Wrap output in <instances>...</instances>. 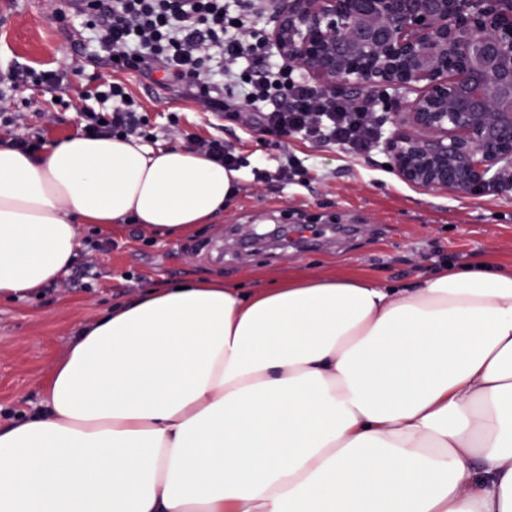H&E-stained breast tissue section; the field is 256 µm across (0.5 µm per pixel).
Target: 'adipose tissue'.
I'll use <instances>...</instances> for the list:
<instances>
[{
  "label": "adipose tissue",
  "instance_id": "ef3b65f1",
  "mask_svg": "<svg viewBox=\"0 0 512 512\" xmlns=\"http://www.w3.org/2000/svg\"><path fill=\"white\" fill-rule=\"evenodd\" d=\"M241 178L134 139L0 147V299L68 272L81 228L214 222ZM0 512H512V267L147 289L0 424Z\"/></svg>",
  "mask_w": 512,
  "mask_h": 512
}]
</instances>
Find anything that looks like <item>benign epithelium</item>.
<instances>
[{
	"instance_id": "7a95c632",
	"label": "benign epithelium",
	"mask_w": 512,
	"mask_h": 512,
	"mask_svg": "<svg viewBox=\"0 0 512 512\" xmlns=\"http://www.w3.org/2000/svg\"><path fill=\"white\" fill-rule=\"evenodd\" d=\"M270 40L350 107L421 89L389 140L402 181L478 195L512 161V0H284Z\"/></svg>"
}]
</instances>
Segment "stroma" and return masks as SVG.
<instances>
[{"label": "stroma", "mask_w": 512, "mask_h": 512, "mask_svg": "<svg viewBox=\"0 0 512 512\" xmlns=\"http://www.w3.org/2000/svg\"><path fill=\"white\" fill-rule=\"evenodd\" d=\"M63 0H0V64L19 61L35 69L68 70V94L79 100V71L71 23L54 20ZM126 84L142 102L156 142L183 145L186 134L224 138L249 165L237 194L214 223L173 241L143 242L140 225L113 234L110 246H81L74 265L78 284L59 283L39 295L0 301V422L18 419L40 404L42 383L65 354L78 327L102 310L169 281L213 277L242 288H262L297 270L360 276L401 284L441 263L493 262L512 267V184L496 183L481 194L422 189L403 182L388 152L351 157L339 147L290 149L308 170L303 185H285L273 173L279 151L262 149L245 124H229L173 90L129 74ZM22 127L52 141L79 131L75 112L58 114L51 95L29 87ZM178 124H171V115ZM264 170V177L253 174ZM318 224L315 233L292 234L289 243L251 240L256 225Z\"/></svg>", "instance_id": "obj_1"}]
</instances>
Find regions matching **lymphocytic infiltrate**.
I'll return each mask as SVG.
<instances>
[{
	"label": "lymphocytic infiltrate",
	"mask_w": 512,
	"mask_h": 512,
	"mask_svg": "<svg viewBox=\"0 0 512 512\" xmlns=\"http://www.w3.org/2000/svg\"><path fill=\"white\" fill-rule=\"evenodd\" d=\"M274 0H69L86 39L75 54L112 69L115 79L88 76L77 107L82 132L95 137L149 141L143 105L131 98L122 73L133 72L203 104L229 122L249 113L262 147L277 150L291 138L333 144L351 156L375 153L383 139L378 97L347 108L286 62L255 26ZM37 86L67 99L65 70H37L16 62L0 69V125L20 119L17 94Z\"/></svg>",
	"instance_id": "obj_1"
}]
</instances>
